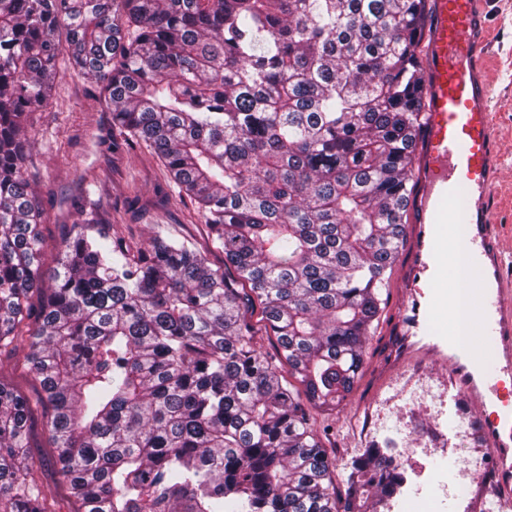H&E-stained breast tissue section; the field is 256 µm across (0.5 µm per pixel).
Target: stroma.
Here are the masks:
<instances>
[{"mask_svg":"<svg viewBox=\"0 0 512 512\" xmlns=\"http://www.w3.org/2000/svg\"><path fill=\"white\" fill-rule=\"evenodd\" d=\"M485 9L490 43L485 69L503 153L491 208L495 223L506 229L502 246L512 253V0H489ZM58 67L49 106L32 115L25 162L44 212L47 267L56 263L57 246L73 222L72 203L82 195L101 223L115 232L141 243L162 224L207 251L213 264L222 265L223 254L208 240L202 214L189 199L179 197L151 149L143 144L116 152L106 149L103 141L112 134V115L99 102L95 80L74 69L67 58H60ZM402 273L400 259L389 272L390 286L382 294L379 317L364 347L362 375L352 392L333 409L307 405L313 428L335 455L340 477L363 448L389 438L404 464L407 490L421 491L431 502V512H472L469 500L454 491L463 484L491 493L489 512H512V491L499 493L490 467L481 434L484 410L461 389L449 386L447 368L409 359L394 378L386 376L402 302ZM29 456L52 492L57 512H76L78 505L58 474L41 409L32 418ZM440 459L453 462V475L434 472Z\"/></svg>","mask_w":512,"mask_h":512,"instance_id":"obj_1","label":"stroma"}]
</instances>
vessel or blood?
<instances>
[{"instance_id": "vessel-or-blood-1", "label": "vessel or blood", "mask_w": 512, "mask_h": 512, "mask_svg": "<svg viewBox=\"0 0 512 512\" xmlns=\"http://www.w3.org/2000/svg\"><path fill=\"white\" fill-rule=\"evenodd\" d=\"M433 22L422 53L426 125L418 151L413 199L412 261L403 286L399 357L432 356L447 366L452 384L468 395H497L498 375L476 367L478 353L457 322L459 281L474 280L480 301L470 303L484 343L499 347L512 368V281L491 221L489 200L498 169L491 88L480 58L485 48L486 0H430ZM469 249L466 266L448 260L458 240ZM502 490L512 489V411L483 422Z\"/></svg>"}]
</instances>
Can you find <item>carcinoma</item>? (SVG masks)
Wrapping results in <instances>:
<instances>
[{
    "label": "carcinoma",
    "mask_w": 512,
    "mask_h": 512,
    "mask_svg": "<svg viewBox=\"0 0 512 512\" xmlns=\"http://www.w3.org/2000/svg\"><path fill=\"white\" fill-rule=\"evenodd\" d=\"M428 0H0V351L23 357L81 512H377L390 440L336 459L302 399L360 374L425 122ZM112 130L161 159L224 254L79 219L45 275L24 130L59 34ZM250 285L277 357L224 269ZM42 297L39 306L31 298ZM300 386L285 379L283 368ZM32 406L0 380V512H56Z\"/></svg>",
    "instance_id": "carcinoma-1"
}]
</instances>
